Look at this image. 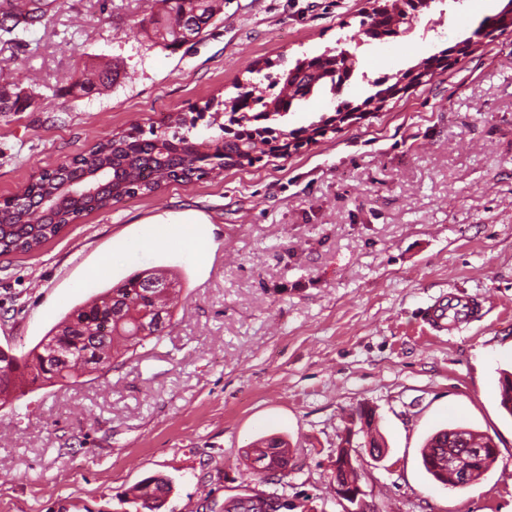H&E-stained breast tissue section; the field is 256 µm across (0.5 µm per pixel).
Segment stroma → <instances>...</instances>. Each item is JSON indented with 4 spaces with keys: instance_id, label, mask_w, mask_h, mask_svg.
<instances>
[{
    "instance_id": "obj_1",
    "label": "stroma",
    "mask_w": 512,
    "mask_h": 512,
    "mask_svg": "<svg viewBox=\"0 0 512 512\" xmlns=\"http://www.w3.org/2000/svg\"><path fill=\"white\" fill-rule=\"evenodd\" d=\"M39 3L40 22L0 30V90L28 95L0 114V200L112 134L235 96L296 58L352 49L357 72L391 76L482 20L435 0L413 33L357 47L374 0H222L206 32L172 50L139 28L159 0ZM105 67L112 87L72 89ZM367 80L315 93L277 128L361 103ZM188 213L207 219L202 253L139 246L145 221ZM113 251L111 272L91 277ZM151 267L184 277L160 340L119 369L0 407V512H136L127 497L150 476L172 482L160 512H222L257 487L242 452L270 434L290 446L276 490L291 512H342L336 449L365 407L386 444L381 461H361L378 512H512L500 405L512 371V31L302 148L123 200L0 256V349L27 352L73 307ZM445 295L482 315L435 336L422 312ZM454 426L499 449L463 490L421 465L427 439Z\"/></svg>"
}]
</instances>
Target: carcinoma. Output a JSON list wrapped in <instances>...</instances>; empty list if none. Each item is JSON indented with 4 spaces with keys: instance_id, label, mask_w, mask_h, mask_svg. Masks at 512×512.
I'll list each match as a JSON object with an SVG mask.
<instances>
[{
    "instance_id": "1",
    "label": "carcinoma",
    "mask_w": 512,
    "mask_h": 512,
    "mask_svg": "<svg viewBox=\"0 0 512 512\" xmlns=\"http://www.w3.org/2000/svg\"><path fill=\"white\" fill-rule=\"evenodd\" d=\"M164 16L152 22L151 33L147 34L151 45L171 48L184 43L192 35L199 36L209 25L214 15L204 10L196 13L189 0H160ZM387 16L372 13L362 21L361 34L370 40L397 38L409 32L417 15L430 7L434 0H385ZM14 23L33 19L26 0H17L12 11L0 18L3 30H14L4 25L7 20ZM512 29V0H507L503 9L493 16L484 18L473 31L489 33ZM472 38L467 37L455 45L440 50L425 58L418 66L395 74L396 81L389 76H381L370 81L375 93L355 106L342 101L335 109L336 114L368 108L374 101L384 103L399 97L411 85L422 83L423 72L417 69L431 67L445 71L448 60L466 55ZM354 54L346 49L335 55L325 52L312 57L296 60L295 64L279 76L289 92H279L268 101L256 86L239 87L236 96L229 99L232 104L228 123L233 129L221 127L226 138H200L197 129L199 116L186 115L161 122L151 129L150 137L143 133L133 136L124 132L101 141L84 156L72 159L62 171H53L40 176L32 184L29 193L36 196L50 194L63 182L78 181L91 167H108L110 180L103 191L94 196H62L55 218L42 219L15 207L0 210V251L19 250L31 252L44 242L58 235L61 230L81 216L94 210L103 209L136 189L142 195L157 192L171 182H188L198 173L205 172L209 159L218 151H223L224 166H234L243 161H252L255 153H277L290 146H298L305 128L278 131L262 122L272 116L285 115L299 102L306 100L314 91L327 89L337 93L340 84L349 85L354 78ZM154 273L143 271L134 273L119 281L115 286L104 290L82 305L74 307L58 322L31 350L14 358H1L0 364L11 370L24 369L31 382L42 381L54 386L68 383L83 374L99 370L97 359L102 357L107 365L116 369L123 365L128 355L144 347L153 339H160L164 330L173 322L180 290L166 293L156 291L155 297L147 296L143 282ZM152 306L164 309V321L141 322L140 313ZM66 344L74 351V360L68 366L41 374L43 354L51 344ZM16 380L7 374H0V406L15 398ZM457 433L453 430H440L422 449L421 462L425 472L442 485L456 486L458 476L448 468V456L465 451L466 444L456 442ZM288 441L281 436H264L248 446L244 451L247 466L266 482L271 477L270 465L276 461L281 466L288 465ZM490 451L473 461L471 480L476 481L495 463ZM170 492L169 483L161 477H148L132 489L129 502L148 512H156ZM288 504L276 497L271 500L244 495L233 503H224V512H281Z\"/></svg>"
}]
</instances>
